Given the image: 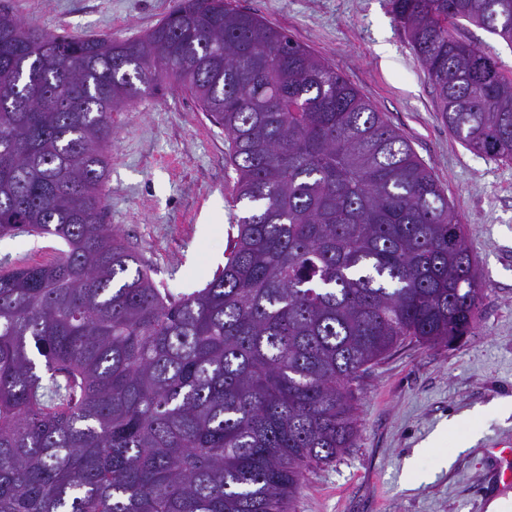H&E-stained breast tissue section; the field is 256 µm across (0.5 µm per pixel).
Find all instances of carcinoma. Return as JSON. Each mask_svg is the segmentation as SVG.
<instances>
[{
  "mask_svg": "<svg viewBox=\"0 0 512 512\" xmlns=\"http://www.w3.org/2000/svg\"><path fill=\"white\" fill-rule=\"evenodd\" d=\"M466 149L512 161V0H390ZM0 512H291L353 447L352 383L405 343L448 346L483 295L463 225L408 141L307 47L232 0L146 35L74 36L0 10ZM175 76L222 128L236 236L175 297L105 223L112 113ZM453 33L460 40L479 47L497 62L500 71L506 77L512 78V48L501 39L465 21L454 28ZM61 241L51 236L19 234L0 238V264L9 265L43 263L54 258Z\"/></svg>",
  "mask_w": 512,
  "mask_h": 512,
  "instance_id": "cac0c4a2",
  "label": "carcinoma"
}]
</instances>
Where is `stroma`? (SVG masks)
Returning <instances> with one entry per match:
<instances>
[{
    "label": "stroma",
    "mask_w": 512,
    "mask_h": 512,
    "mask_svg": "<svg viewBox=\"0 0 512 512\" xmlns=\"http://www.w3.org/2000/svg\"><path fill=\"white\" fill-rule=\"evenodd\" d=\"M324 59L383 112L440 182L485 284L476 323L449 346L403 347L371 366L357 396L358 435L307 472L293 512H512L498 485L512 445V163L467 150L444 124L432 83L389 0H233ZM179 0H0L53 33L138 39ZM454 35L512 78V47L461 23ZM106 221L153 268L190 293L223 267L233 233L234 173L223 128L170 80L112 115ZM62 243L0 238V263H43Z\"/></svg>",
    "instance_id": "35a3bbf8"
}]
</instances>
